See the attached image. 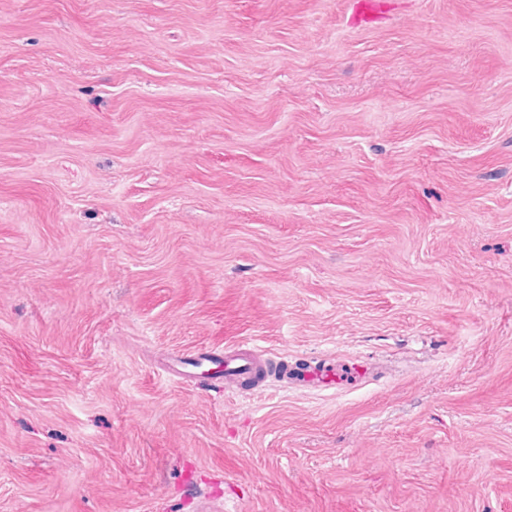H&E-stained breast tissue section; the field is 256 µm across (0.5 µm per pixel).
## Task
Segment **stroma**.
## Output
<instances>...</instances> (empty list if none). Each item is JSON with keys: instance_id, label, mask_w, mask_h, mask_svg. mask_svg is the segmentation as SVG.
Returning <instances> with one entry per match:
<instances>
[{"instance_id": "1", "label": "stroma", "mask_w": 512, "mask_h": 512, "mask_svg": "<svg viewBox=\"0 0 512 512\" xmlns=\"http://www.w3.org/2000/svg\"><path fill=\"white\" fill-rule=\"evenodd\" d=\"M209 496L512 512V0H0V512ZM264 354L265 350L255 347H229L224 350V360L222 357L219 358L222 362H214L211 358H202L198 368H201L205 362H210L215 367L201 370L197 375L200 378L223 379L224 390L235 388L247 380L257 379L258 375L263 372L264 376L258 379V382L268 375V363L264 358ZM211 370L215 371L210 373ZM342 375V373H339L333 367L325 368L318 371H307L306 374L303 375L301 381L319 388H337L343 381Z\"/></svg>"}]
</instances>
